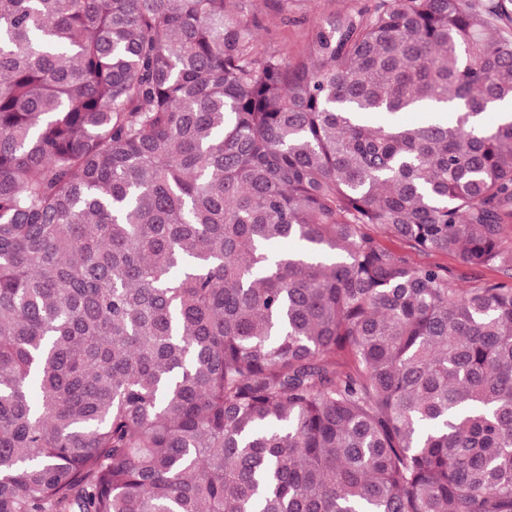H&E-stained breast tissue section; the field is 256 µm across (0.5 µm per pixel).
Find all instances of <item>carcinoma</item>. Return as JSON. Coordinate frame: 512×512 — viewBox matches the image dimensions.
I'll return each instance as SVG.
<instances>
[{
	"instance_id": "1",
	"label": "carcinoma",
	"mask_w": 512,
	"mask_h": 512,
	"mask_svg": "<svg viewBox=\"0 0 512 512\" xmlns=\"http://www.w3.org/2000/svg\"><path fill=\"white\" fill-rule=\"evenodd\" d=\"M237 2L0 0V512H512V0ZM319 1V2H316ZM366 0H303L288 14L290 22L284 23L280 16L267 7V0H244L240 2L247 19L256 18L262 25L260 38L273 51L284 52L290 47L301 46L304 37L323 16L360 6ZM413 259L414 261L420 263L437 262L455 270V272L459 276L464 277V279L460 281V285L462 288H467L472 283V279L470 278L472 275H470L469 271L462 265L460 259L454 255H448L447 257H432L424 254L415 253L413 254Z\"/></svg>"
}]
</instances>
